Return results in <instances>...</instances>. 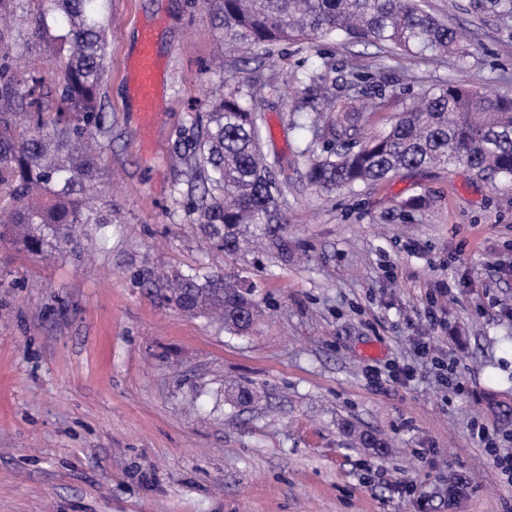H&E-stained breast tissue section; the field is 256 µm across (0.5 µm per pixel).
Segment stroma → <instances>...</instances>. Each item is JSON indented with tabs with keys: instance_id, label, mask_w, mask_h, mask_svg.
Returning <instances> with one entry per match:
<instances>
[{
	"instance_id": "obj_1",
	"label": "stroma",
	"mask_w": 512,
	"mask_h": 512,
	"mask_svg": "<svg viewBox=\"0 0 512 512\" xmlns=\"http://www.w3.org/2000/svg\"><path fill=\"white\" fill-rule=\"evenodd\" d=\"M428 5L463 27L466 55L393 59L340 37L246 53L211 0H112L113 222L77 259L0 243V512H512L478 434L512 450L483 409L512 396V186L453 166L322 192L292 123L306 61L405 99L458 80L512 96V20ZM142 23L166 64L147 134L125 72ZM256 79L279 89L257 108L286 222L228 254L185 208L176 146ZM144 264L254 284L262 315L236 335L183 314L133 284Z\"/></svg>"
}]
</instances>
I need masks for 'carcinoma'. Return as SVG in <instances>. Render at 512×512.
Returning <instances> with one entry per match:
<instances>
[{
	"mask_svg": "<svg viewBox=\"0 0 512 512\" xmlns=\"http://www.w3.org/2000/svg\"><path fill=\"white\" fill-rule=\"evenodd\" d=\"M109 0H38L26 17L27 40L60 69L57 95L44 92L43 78L15 65L6 50L10 29L0 28V241L28 254L77 253L112 223V205L99 195L104 140L112 135L102 87L109 73ZM475 8L512 15V0H476ZM224 39L246 49L269 51L282 43L344 37L375 44L394 55L420 57L466 53L457 28L426 9L425 0H218ZM334 67L306 66L296 83L318 91L325 103L310 105L318 116L308 125L327 142L307 155V178L331 192L379 184L408 169L463 165L494 186L512 183V97L480 93L460 84L422 91L412 102L371 93L366 76L350 73L343 92L333 93ZM265 82L254 81L245 102L229 86L206 115V131L186 158L188 195L209 242L234 254L255 245L285 219L280 187L262 150L256 101ZM401 110L389 127L362 136L367 112L393 105ZM139 288L189 315H203L235 334H245L241 316H258L252 287L224 277L187 271L158 273L146 266L130 274ZM490 414L512 428V406L496 394Z\"/></svg>",
	"mask_w": 512,
	"mask_h": 512,
	"instance_id": "carcinoma-1",
	"label": "carcinoma"
}]
</instances>
